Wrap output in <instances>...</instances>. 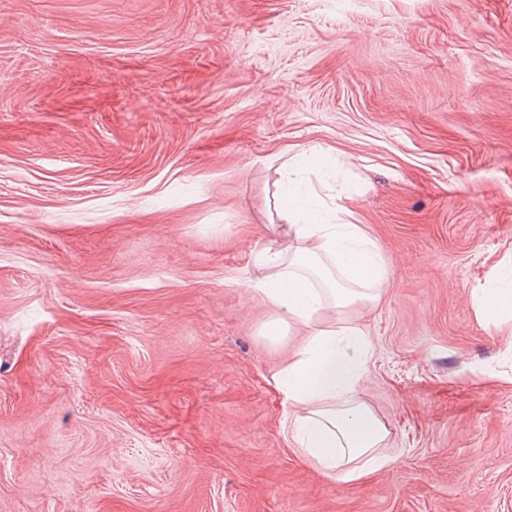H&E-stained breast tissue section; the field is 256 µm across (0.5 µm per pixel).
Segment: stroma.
<instances>
[{
	"instance_id": "obj_1",
	"label": "stroma",
	"mask_w": 512,
	"mask_h": 512,
	"mask_svg": "<svg viewBox=\"0 0 512 512\" xmlns=\"http://www.w3.org/2000/svg\"><path fill=\"white\" fill-rule=\"evenodd\" d=\"M286 183L388 271L355 481L249 286ZM511 279L512 0H0V512H512ZM512 310V287H495L486 289L479 301L478 314L481 317L498 315Z\"/></svg>"
}]
</instances>
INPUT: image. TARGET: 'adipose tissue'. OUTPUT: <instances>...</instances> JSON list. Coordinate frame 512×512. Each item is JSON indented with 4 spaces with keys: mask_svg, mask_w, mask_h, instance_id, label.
I'll return each instance as SVG.
<instances>
[{
    "mask_svg": "<svg viewBox=\"0 0 512 512\" xmlns=\"http://www.w3.org/2000/svg\"><path fill=\"white\" fill-rule=\"evenodd\" d=\"M268 275L253 289L311 327L284 369L280 391L293 411L300 450L322 469L351 481L386 466L379 448L386 426L356 400L365 364L347 358L341 340L368 348L363 328L344 323L345 310L377 300L386 279L379 250L358 225L296 224L256 253Z\"/></svg>",
    "mask_w": 512,
    "mask_h": 512,
    "instance_id": "adipose-tissue-1",
    "label": "adipose tissue"
}]
</instances>
